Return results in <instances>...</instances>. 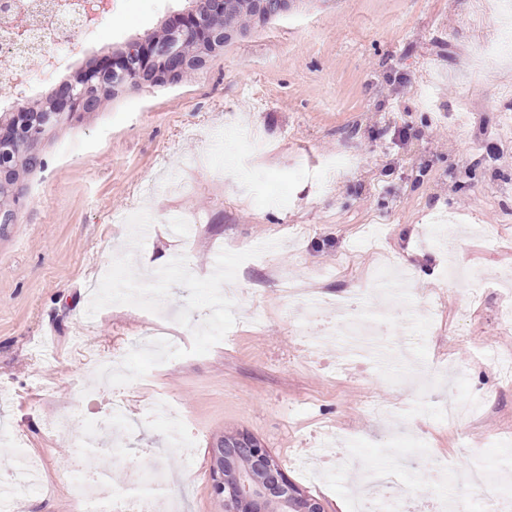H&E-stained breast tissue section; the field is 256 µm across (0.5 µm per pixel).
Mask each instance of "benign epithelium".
<instances>
[{"label": "benign epithelium", "mask_w": 512, "mask_h": 512, "mask_svg": "<svg viewBox=\"0 0 512 512\" xmlns=\"http://www.w3.org/2000/svg\"><path fill=\"white\" fill-rule=\"evenodd\" d=\"M215 6L229 16L224 25V38L229 40L239 32L240 14L248 12L255 20L263 22L286 12L288 0H245L241 4L215 0ZM178 19L179 30L193 35L201 46L215 42L214 34L202 25L195 11H185ZM134 46L141 60L139 85L170 83L178 79L183 66L177 63V52L161 51L152 39L140 40ZM105 76L120 77L124 86L131 83L126 70V56H103L96 62L94 70L85 74L89 80ZM52 101L56 109L53 116L58 119L83 111L81 98L67 87L53 95ZM212 488L216 496L224 499L225 512H269V500L289 503L294 512H323L320 503L294 487L274 457L252 441L246 443V450L242 453L224 452V463L217 462L213 466Z\"/></svg>", "instance_id": "1"}]
</instances>
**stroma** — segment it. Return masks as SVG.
<instances>
[{
	"label": "stroma",
	"mask_w": 512,
	"mask_h": 512,
	"mask_svg": "<svg viewBox=\"0 0 512 512\" xmlns=\"http://www.w3.org/2000/svg\"><path fill=\"white\" fill-rule=\"evenodd\" d=\"M187 0H112L80 66L160 32ZM474 0H290L249 22L205 66L175 84L130 89L79 112L38 144L40 167L20 173L14 220L0 224V448L40 476L0 512H76L74 484L101 472L106 495L140 492L130 474L158 469L157 496L185 512H224L212 491L213 450L248 436L324 512H355L349 455L392 470L404 497L435 504L465 493L478 450L488 479L512 456V55L489 81L472 77V41L490 27ZM153 223L143 263L186 256L198 276L221 250L279 241L266 262L241 265L236 322L208 353L173 359L128 385L97 381L151 332L189 349L174 320L115 304L87 316L90 288L126 249L120 213ZM411 253L431 276L390 296L379 349L352 348L339 304L375 311L371 272ZM289 275L329 297L336 330L304 327ZM482 397L456 429L448 399ZM123 400L134 426L112 445L75 451L83 424ZM388 404L382 420L370 407ZM70 428L57 421L68 413ZM441 458L447 471L430 466Z\"/></svg>",
	"instance_id": "35a3bbf8"
}]
</instances>
